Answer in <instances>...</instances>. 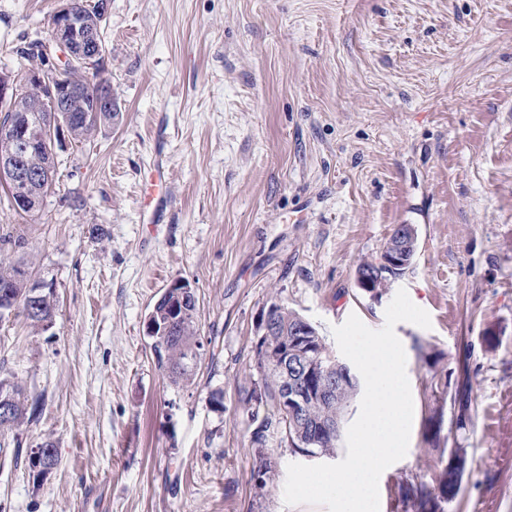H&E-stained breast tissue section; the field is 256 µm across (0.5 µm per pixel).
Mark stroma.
Here are the masks:
<instances>
[{
    "label": "stroma",
    "instance_id": "obj_1",
    "mask_svg": "<svg viewBox=\"0 0 512 512\" xmlns=\"http://www.w3.org/2000/svg\"><path fill=\"white\" fill-rule=\"evenodd\" d=\"M58 3L0 0V74ZM102 40L119 122L58 147L36 223L0 192V228L31 241V278L57 300L48 325L0 323V363L39 404L22 447L60 457L46 475L0 467V512H328L285 503L307 458L276 433L274 482L254 493L238 390L257 377L256 324L276 299L332 347L349 315L382 328L401 288L431 326L395 327L414 415L380 512L437 472L424 423L441 397L440 443L468 459L446 512H512V0H108ZM400 224L416 258L372 300L356 268ZM181 280L204 353L176 387L145 324Z\"/></svg>",
    "mask_w": 512,
    "mask_h": 512
}]
</instances>
